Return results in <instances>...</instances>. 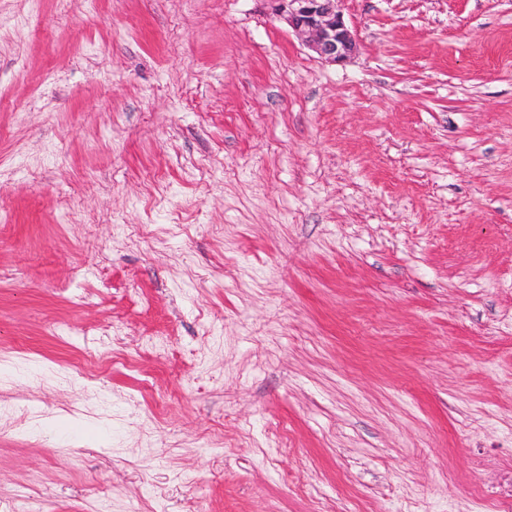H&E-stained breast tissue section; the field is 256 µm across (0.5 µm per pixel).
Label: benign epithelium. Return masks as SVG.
<instances>
[{
    "label": "benign epithelium",
    "instance_id": "obj_1",
    "mask_svg": "<svg viewBox=\"0 0 512 512\" xmlns=\"http://www.w3.org/2000/svg\"><path fill=\"white\" fill-rule=\"evenodd\" d=\"M274 14L304 38L307 46L328 63L342 62L357 43L337 9L339 0H268Z\"/></svg>",
    "mask_w": 512,
    "mask_h": 512
}]
</instances>
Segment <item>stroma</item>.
I'll return each mask as SVG.
<instances>
[{"mask_svg":"<svg viewBox=\"0 0 512 512\" xmlns=\"http://www.w3.org/2000/svg\"><path fill=\"white\" fill-rule=\"evenodd\" d=\"M338 7L0 0V512L512 501V0ZM340 0H268L272 11L304 38L307 46L328 63L342 62L357 43L337 9Z\"/></svg>","mask_w":512,"mask_h":512,"instance_id":"35a3bbf8","label":"stroma"}]
</instances>
